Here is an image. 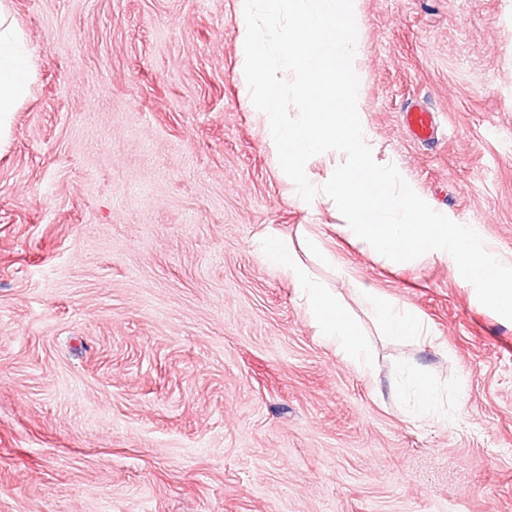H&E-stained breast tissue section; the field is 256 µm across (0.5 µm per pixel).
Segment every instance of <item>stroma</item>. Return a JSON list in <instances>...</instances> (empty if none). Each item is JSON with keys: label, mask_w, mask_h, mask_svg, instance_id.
Returning <instances> with one entry per match:
<instances>
[{"label": "stroma", "mask_w": 512, "mask_h": 512, "mask_svg": "<svg viewBox=\"0 0 512 512\" xmlns=\"http://www.w3.org/2000/svg\"><path fill=\"white\" fill-rule=\"evenodd\" d=\"M37 79L0 147V512H512V322L446 261L396 266L299 202L238 0H13ZM377 163L512 258V0H357ZM421 104L437 137L402 122ZM267 233L332 257L372 358L326 345ZM432 345L380 336L351 283ZM448 390L411 420L404 363Z\"/></svg>", "instance_id": "stroma-1"}]
</instances>
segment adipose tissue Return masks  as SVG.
<instances>
[{
    "label": "adipose tissue",
    "instance_id": "ef3b65f1",
    "mask_svg": "<svg viewBox=\"0 0 512 512\" xmlns=\"http://www.w3.org/2000/svg\"><path fill=\"white\" fill-rule=\"evenodd\" d=\"M12 11L13 0H0V136L9 130L13 112L18 111L30 97L35 76L28 37L16 25ZM262 250L271 266L294 281L319 336L361 374H369L370 356L366 340L336 292L317 280L281 238L273 235L264 237ZM356 294L369 309L381 335L391 339L427 336L428 329L421 317L407 307L365 288L357 289ZM403 382L412 393L414 419L434 417L441 397L426 380L423 370L406 368Z\"/></svg>",
    "mask_w": 512,
    "mask_h": 512
}]
</instances>
